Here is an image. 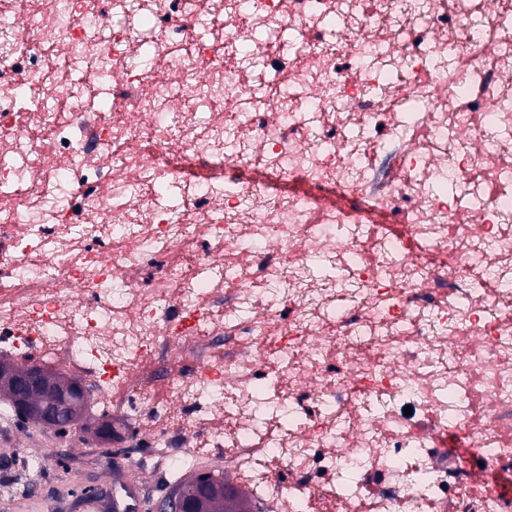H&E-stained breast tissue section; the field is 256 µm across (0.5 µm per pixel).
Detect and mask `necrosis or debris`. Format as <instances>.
Listing matches in <instances>:
<instances>
[{"mask_svg": "<svg viewBox=\"0 0 512 512\" xmlns=\"http://www.w3.org/2000/svg\"><path fill=\"white\" fill-rule=\"evenodd\" d=\"M504 284L512 0H0V351L136 445L257 512H512Z\"/></svg>", "mask_w": 512, "mask_h": 512, "instance_id": "necrosis-or-debris-1", "label": "necrosis or debris"}]
</instances>
